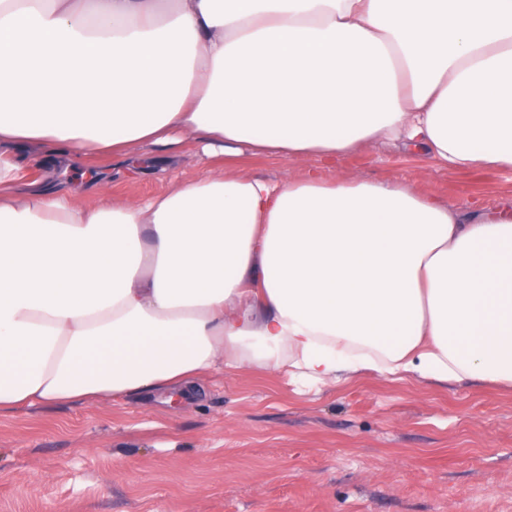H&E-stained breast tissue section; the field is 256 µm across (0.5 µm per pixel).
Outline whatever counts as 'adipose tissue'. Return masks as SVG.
Segmentation results:
<instances>
[{
  "mask_svg": "<svg viewBox=\"0 0 512 512\" xmlns=\"http://www.w3.org/2000/svg\"><path fill=\"white\" fill-rule=\"evenodd\" d=\"M512 169V0H0V414L223 365L512 386V199L223 169L99 205L27 156L312 155Z\"/></svg>",
  "mask_w": 512,
  "mask_h": 512,
  "instance_id": "obj_1",
  "label": "adipose tissue"
}]
</instances>
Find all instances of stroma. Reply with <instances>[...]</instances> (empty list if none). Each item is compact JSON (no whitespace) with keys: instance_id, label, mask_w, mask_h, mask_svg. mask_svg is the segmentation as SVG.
<instances>
[{"instance_id":"obj_1","label":"stroma","mask_w":512,"mask_h":512,"mask_svg":"<svg viewBox=\"0 0 512 512\" xmlns=\"http://www.w3.org/2000/svg\"><path fill=\"white\" fill-rule=\"evenodd\" d=\"M316 164L247 152L233 167L276 180ZM212 165L190 142L157 175L97 171L140 198ZM335 176L451 206L512 196V169L450 168L396 140L346 154ZM0 512H512V389L363 371L316 392L251 364L194 394L32 408L0 416Z\"/></svg>"}]
</instances>
